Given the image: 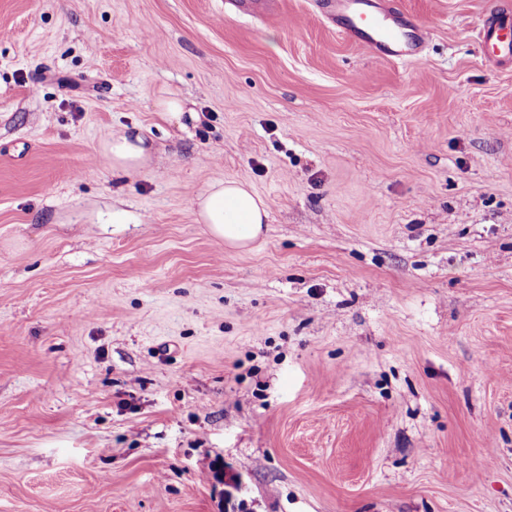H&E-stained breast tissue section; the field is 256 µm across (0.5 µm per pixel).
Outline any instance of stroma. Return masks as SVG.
Returning a JSON list of instances; mask_svg holds the SVG:
<instances>
[{
    "label": "stroma",
    "mask_w": 512,
    "mask_h": 512,
    "mask_svg": "<svg viewBox=\"0 0 512 512\" xmlns=\"http://www.w3.org/2000/svg\"><path fill=\"white\" fill-rule=\"evenodd\" d=\"M316 2L0 0V512H512V0L407 64ZM512 18L507 13L491 15L484 22V35L487 45L493 47L499 59H512ZM157 112L161 113V116L171 122H176L181 127H185L183 119L185 112H189L190 120H197L198 117L192 109L186 107V103L179 97H169L160 101L157 105ZM146 144L145 136L138 130L135 133L112 136V139L103 144L102 153L112 169L136 173L150 159L151 148ZM198 224L234 249L249 248L263 235L267 218L265 201L247 184L238 181L212 182L207 190L191 202Z\"/></svg>",
    "instance_id": "stroma-1"
}]
</instances>
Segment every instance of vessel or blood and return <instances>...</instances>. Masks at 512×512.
Returning <instances> with one entry per match:
<instances>
[{"mask_svg":"<svg viewBox=\"0 0 512 512\" xmlns=\"http://www.w3.org/2000/svg\"><path fill=\"white\" fill-rule=\"evenodd\" d=\"M322 15L345 37L374 54L397 62L417 59L428 33L397 11L384 10L378 0H319ZM487 45L502 59H512V16L494 14L484 23Z\"/></svg>","mask_w":512,"mask_h":512,"instance_id":"1","label":"vessel or blood"}]
</instances>
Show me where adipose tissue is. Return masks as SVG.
<instances>
[{"label":"adipose tissue","mask_w":512,"mask_h":512,"mask_svg":"<svg viewBox=\"0 0 512 512\" xmlns=\"http://www.w3.org/2000/svg\"><path fill=\"white\" fill-rule=\"evenodd\" d=\"M104 158L113 169L135 173L150 158V149L142 133H124L102 146ZM197 223L234 249H246L263 234L267 217L265 201L247 184L238 181L212 182L207 190L191 202Z\"/></svg>","instance_id":"adipose-tissue-1"}]
</instances>
